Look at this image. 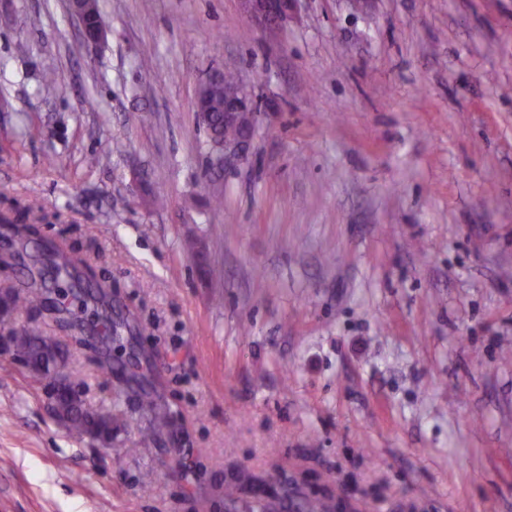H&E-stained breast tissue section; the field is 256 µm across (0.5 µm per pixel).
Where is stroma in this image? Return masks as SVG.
Returning a JSON list of instances; mask_svg holds the SVG:
<instances>
[{
	"label": "stroma",
	"instance_id": "35a3bbf8",
	"mask_svg": "<svg viewBox=\"0 0 512 512\" xmlns=\"http://www.w3.org/2000/svg\"><path fill=\"white\" fill-rule=\"evenodd\" d=\"M99 8L90 49L69 0H0V216L40 201L119 336L45 326L108 447L0 351V512H241L225 485L279 463L512 512V0H298L272 34L242 0ZM224 71L263 113L232 167L194 107Z\"/></svg>",
	"mask_w": 512,
	"mask_h": 512
}]
</instances>
